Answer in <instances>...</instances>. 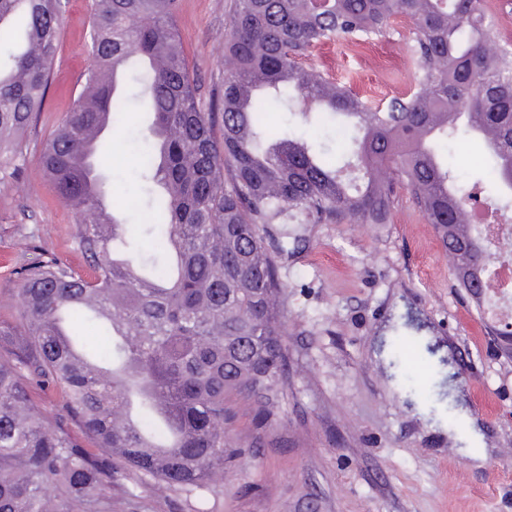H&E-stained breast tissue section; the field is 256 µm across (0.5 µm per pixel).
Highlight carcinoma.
<instances>
[{
	"label": "carcinoma",
	"instance_id": "1",
	"mask_svg": "<svg viewBox=\"0 0 512 512\" xmlns=\"http://www.w3.org/2000/svg\"><path fill=\"white\" fill-rule=\"evenodd\" d=\"M58 6L0 0V151L15 158L11 138L46 99ZM177 15L178 0H93L84 89L41 153L43 176L79 216L71 239L85 266L25 249L15 269L18 322L0 320V512H112L114 458L144 484L195 496L236 454L231 397L252 403L256 427L277 420L284 284L260 225L384 224L401 187L468 293L484 246L462 226L466 196L443 146L480 140L489 181L512 191V51L484 0H235L224 81L206 108ZM397 17L413 25L416 69L402 97L373 105L302 63L336 37H383ZM136 61L153 112L129 143L146 195L131 208L153 237L139 268L114 260L97 213V195H112L100 145L87 166L77 150L100 120L124 123L128 94L102 75L124 81ZM273 107L309 128L341 118L355 130L342 160L311 135L272 131ZM88 323L102 329L90 357L69 333ZM35 386L61 390V412L34 401ZM134 392L137 416L121 425Z\"/></svg>",
	"mask_w": 512,
	"mask_h": 512
}]
</instances>
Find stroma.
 Wrapping results in <instances>:
<instances>
[{
	"label": "stroma",
	"mask_w": 512,
	"mask_h": 512,
	"mask_svg": "<svg viewBox=\"0 0 512 512\" xmlns=\"http://www.w3.org/2000/svg\"><path fill=\"white\" fill-rule=\"evenodd\" d=\"M92 0H61L60 33L46 105L22 138L19 179L0 176V317L16 313L17 253L24 241L80 264L73 250L75 214L40 171L43 142L69 110L90 64ZM234 0H180L178 27L202 96L224 77V37ZM397 18L386 37L315 48L306 65L373 104L410 91L414 69ZM126 122L105 149L112 164V206L140 192L136 160L123 142L146 120L137 86ZM446 151L462 189L483 179L478 141ZM287 240L277 257L288 369L273 428L256 429L249 402L237 400L230 438L241 454L225 464L201 497L154 492L126 469L112 486L114 512H512V345L491 337L486 322L454 285L448 254L433 225L408 195L384 224H266ZM449 343L453 380L485 435L487 458L474 462L447 436L412 418L447 407L436 377L424 392L393 364L392 342L410 335L406 318Z\"/></svg>",
	"instance_id": "obj_1"
}]
</instances>
